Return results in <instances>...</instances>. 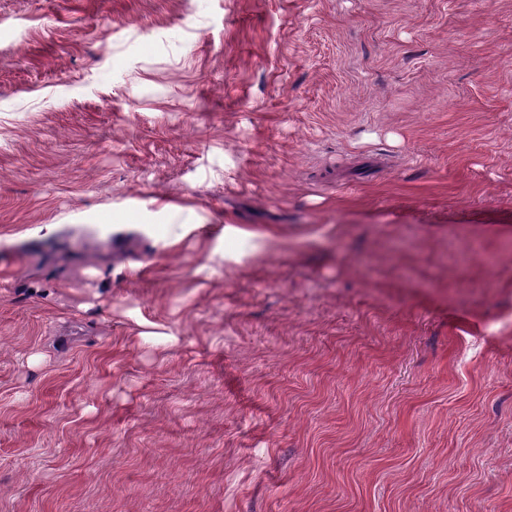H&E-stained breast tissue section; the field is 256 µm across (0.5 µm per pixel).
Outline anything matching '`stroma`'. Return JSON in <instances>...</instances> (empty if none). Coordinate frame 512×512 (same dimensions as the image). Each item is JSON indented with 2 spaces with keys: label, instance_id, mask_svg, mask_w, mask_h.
<instances>
[{
  "label": "stroma",
  "instance_id": "obj_1",
  "mask_svg": "<svg viewBox=\"0 0 512 512\" xmlns=\"http://www.w3.org/2000/svg\"><path fill=\"white\" fill-rule=\"evenodd\" d=\"M0 512H512V0H0Z\"/></svg>",
  "mask_w": 512,
  "mask_h": 512
}]
</instances>
